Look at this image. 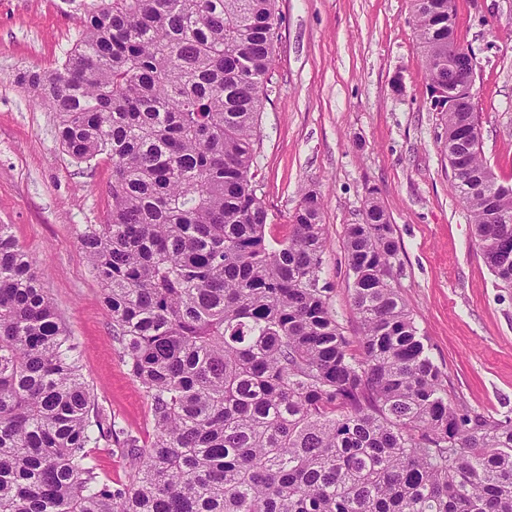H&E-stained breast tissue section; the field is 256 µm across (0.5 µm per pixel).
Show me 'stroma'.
Segmentation results:
<instances>
[{"label": "stroma", "mask_w": 512, "mask_h": 512, "mask_svg": "<svg viewBox=\"0 0 512 512\" xmlns=\"http://www.w3.org/2000/svg\"><path fill=\"white\" fill-rule=\"evenodd\" d=\"M284 22L265 87L256 154L267 237L291 231L317 192L328 238L322 277L345 335L358 316L347 291L344 234L369 190L401 243L396 288L430 339L457 404L512 416V288L479 256L437 135L441 115L417 48L411 0H280ZM456 35L474 49L482 156L512 184V0H454ZM75 0H0V224L44 273L99 406L150 440V402L131 378L87 263L81 235L112 205V162L71 158L57 117L17 82L62 64L80 37ZM401 90H394V81Z\"/></svg>", "instance_id": "obj_1"}]
</instances>
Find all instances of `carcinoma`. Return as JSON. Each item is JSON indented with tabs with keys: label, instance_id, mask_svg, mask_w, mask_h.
Wrapping results in <instances>:
<instances>
[{
	"label": "carcinoma",
	"instance_id": "obj_1",
	"mask_svg": "<svg viewBox=\"0 0 512 512\" xmlns=\"http://www.w3.org/2000/svg\"><path fill=\"white\" fill-rule=\"evenodd\" d=\"M441 151L483 262L512 288V193L480 176L476 59L448 0H412ZM278 0H90L59 68L24 84L79 162L112 160V209L81 246L129 374L143 443L95 402L27 252L0 224V512H512V417L460 409L394 286L401 249L368 192L346 231L360 320L323 281L322 203L268 240L254 172ZM96 448L135 460L100 478Z\"/></svg>",
	"mask_w": 512,
	"mask_h": 512
}]
</instances>
